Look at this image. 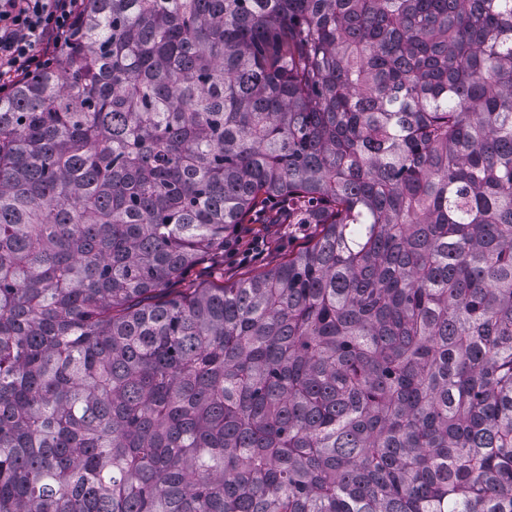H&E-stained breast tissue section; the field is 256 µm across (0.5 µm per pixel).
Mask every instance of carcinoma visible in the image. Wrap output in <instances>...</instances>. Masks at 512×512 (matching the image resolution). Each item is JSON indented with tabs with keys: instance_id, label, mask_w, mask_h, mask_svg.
Listing matches in <instances>:
<instances>
[{
	"instance_id": "carcinoma-1",
	"label": "carcinoma",
	"mask_w": 512,
	"mask_h": 512,
	"mask_svg": "<svg viewBox=\"0 0 512 512\" xmlns=\"http://www.w3.org/2000/svg\"><path fill=\"white\" fill-rule=\"evenodd\" d=\"M0 95V512H512V0H82ZM277 202L276 267L170 282Z\"/></svg>"
}]
</instances>
